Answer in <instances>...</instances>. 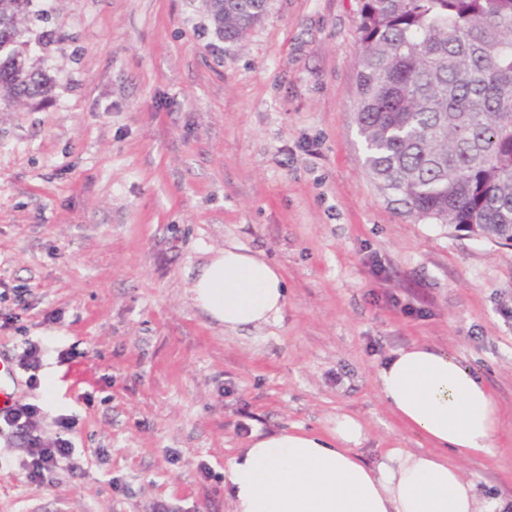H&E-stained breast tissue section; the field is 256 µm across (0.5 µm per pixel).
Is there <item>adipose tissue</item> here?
Masks as SVG:
<instances>
[{
	"label": "adipose tissue",
	"mask_w": 512,
	"mask_h": 512,
	"mask_svg": "<svg viewBox=\"0 0 512 512\" xmlns=\"http://www.w3.org/2000/svg\"><path fill=\"white\" fill-rule=\"evenodd\" d=\"M191 291L233 331L276 319L286 304L279 269L239 246L217 251ZM377 381L388 409L431 451L389 448L368 465L353 449L362 427L346 414L325 436L256 431L226 471L233 512H504L458 465L494 446L497 404L479 375L449 352L413 344L391 353Z\"/></svg>",
	"instance_id": "1"
}]
</instances>
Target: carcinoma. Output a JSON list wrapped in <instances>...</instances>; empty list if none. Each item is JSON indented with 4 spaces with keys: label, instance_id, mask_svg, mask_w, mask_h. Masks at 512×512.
I'll return each instance as SVG.
<instances>
[{
    "label": "carcinoma",
    "instance_id": "carcinoma-1",
    "mask_svg": "<svg viewBox=\"0 0 512 512\" xmlns=\"http://www.w3.org/2000/svg\"><path fill=\"white\" fill-rule=\"evenodd\" d=\"M32 0H0V99H45L54 79L29 65L51 30L21 27ZM235 41L268 0H203ZM356 120L368 175L404 213L474 225L512 242V0H362Z\"/></svg>",
    "mask_w": 512,
    "mask_h": 512
}]
</instances>
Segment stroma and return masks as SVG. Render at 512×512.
Wrapping results in <instances>:
<instances>
[{
	"mask_svg": "<svg viewBox=\"0 0 512 512\" xmlns=\"http://www.w3.org/2000/svg\"><path fill=\"white\" fill-rule=\"evenodd\" d=\"M59 42L49 100L0 111V352L44 349L38 428L75 416L83 477L43 487L0 433V512H232L251 432L363 427L356 452L430 443L384 405L378 368L428 344L498 406L492 455L460 463L512 498V246L401 212L363 166L360 0H269L224 41L200 0H34ZM241 246L279 267L280 318L232 332L191 287ZM53 401H46L47 390Z\"/></svg>",
	"mask_w": 512,
	"mask_h": 512,
	"instance_id": "35a3bbf8",
	"label": "stroma"
}]
</instances>
